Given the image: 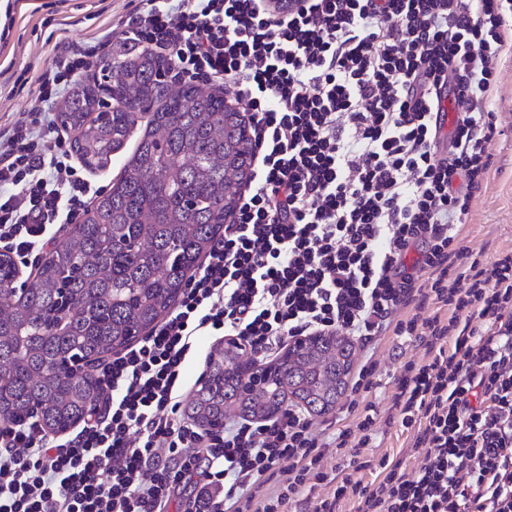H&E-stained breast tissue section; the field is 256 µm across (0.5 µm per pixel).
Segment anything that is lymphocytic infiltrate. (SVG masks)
<instances>
[{
	"mask_svg": "<svg viewBox=\"0 0 512 512\" xmlns=\"http://www.w3.org/2000/svg\"><path fill=\"white\" fill-rule=\"evenodd\" d=\"M168 59L174 78L220 83L243 104L256 164L230 224L150 335L97 364L101 395L72 436L37 417L0 421V512H284L310 480L315 512H512V251L468 261L459 226L489 166L497 63L512 0H140L93 43L52 56L41 105L0 129V248L36 259L93 193L51 136L52 106L113 39ZM457 117L435 155L431 116ZM483 329H476L475 321ZM343 334L369 391L385 336L417 343L388 423L413 433V472L381 460L363 484L323 470L326 449L369 447L380 418L319 439L299 408L211 434L185 422V370L204 335L263 357L298 336Z\"/></svg>",
	"mask_w": 512,
	"mask_h": 512,
	"instance_id": "lymphocytic-infiltrate-1",
	"label": "lymphocytic infiltrate"
}]
</instances>
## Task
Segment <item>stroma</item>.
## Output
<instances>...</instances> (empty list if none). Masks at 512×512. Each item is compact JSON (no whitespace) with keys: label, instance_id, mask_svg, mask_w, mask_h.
Returning a JSON list of instances; mask_svg holds the SVG:
<instances>
[{"label":"stroma","instance_id":"1","mask_svg":"<svg viewBox=\"0 0 512 512\" xmlns=\"http://www.w3.org/2000/svg\"><path fill=\"white\" fill-rule=\"evenodd\" d=\"M133 7L132 0H65L61 5L56 0H0V29L7 31L5 40L0 41V124L9 125L39 104L33 81L17 89L1 73L24 70L33 78L46 67L57 34L54 28L43 26L44 17L53 12L66 19L68 42L78 46L103 35L113 18ZM498 70L500 79L492 104L496 128L488 145L490 169L483 187L471 199L461 228L470 252L486 261L497 252L512 250V58L503 59ZM377 358L375 384L361 399L374 403L384 415L391 406L394 377L404 362L423 360L424 353L410 342L395 345L387 336L378 343ZM411 443L412 435L406 429L382 427L373 447L362 451L368 466L359 470V478L374 479L376 466L384 458L402 462L410 469L416 467L423 453L412 449Z\"/></svg>","mask_w":512,"mask_h":512}]
</instances>
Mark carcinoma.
<instances>
[{"mask_svg":"<svg viewBox=\"0 0 512 512\" xmlns=\"http://www.w3.org/2000/svg\"><path fill=\"white\" fill-rule=\"evenodd\" d=\"M97 67L115 80L76 86L58 112L84 166L107 164L147 104L155 107L150 130L120 179L38 260L27 287L13 288L18 267L0 251V297L8 298L0 310V419L33 414L55 432L83 421L98 400L91 368L174 308L252 165L244 114L220 94L164 81L162 56L121 44ZM352 357L346 338L318 336L261 369L265 383L246 391L240 352L221 343L185 414L219 432L231 415L269 420L290 404L330 413Z\"/></svg>","mask_w":512,"mask_h":512,"instance_id":"cac0c4a2","label":"carcinoma"}]
</instances>
